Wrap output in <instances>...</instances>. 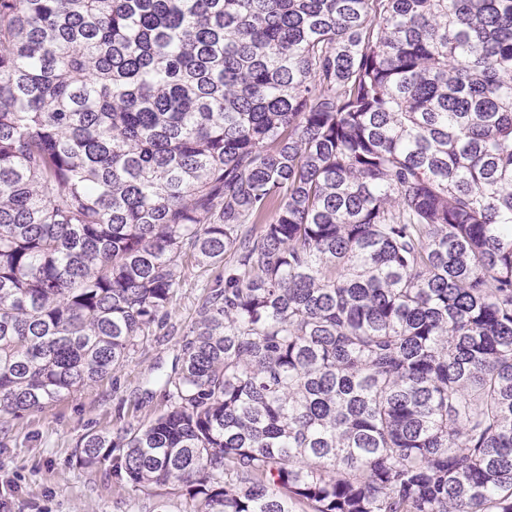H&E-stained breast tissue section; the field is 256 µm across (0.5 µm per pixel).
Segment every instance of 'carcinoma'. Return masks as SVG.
<instances>
[{
	"label": "carcinoma",
	"instance_id": "obj_1",
	"mask_svg": "<svg viewBox=\"0 0 512 512\" xmlns=\"http://www.w3.org/2000/svg\"><path fill=\"white\" fill-rule=\"evenodd\" d=\"M218 270L146 425L183 512H512V0H0V422Z\"/></svg>",
	"mask_w": 512,
	"mask_h": 512
}]
</instances>
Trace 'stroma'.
I'll use <instances>...</instances> for the list:
<instances>
[{
    "mask_svg": "<svg viewBox=\"0 0 512 512\" xmlns=\"http://www.w3.org/2000/svg\"><path fill=\"white\" fill-rule=\"evenodd\" d=\"M212 276L185 267L166 326L140 344L111 378L42 411L9 422L0 433V512H182L184 498L115 490L101 469L81 465L75 450L90 432L147 424L166 408L158 374L170 372Z\"/></svg>",
    "mask_w": 512,
    "mask_h": 512,
    "instance_id": "stroma-1",
    "label": "stroma"
}]
</instances>
